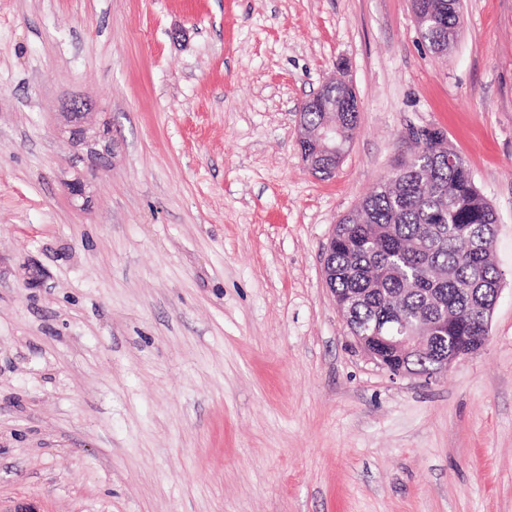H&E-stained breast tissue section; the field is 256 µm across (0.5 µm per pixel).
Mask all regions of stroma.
<instances>
[{
    "instance_id": "obj_1",
    "label": "stroma",
    "mask_w": 512,
    "mask_h": 512,
    "mask_svg": "<svg viewBox=\"0 0 512 512\" xmlns=\"http://www.w3.org/2000/svg\"><path fill=\"white\" fill-rule=\"evenodd\" d=\"M462 11L443 55L410 0H0V512H512V0ZM333 76L359 121L323 178L296 113ZM79 98L106 166L73 161ZM423 128L502 272L485 346L427 381L323 279Z\"/></svg>"
}]
</instances>
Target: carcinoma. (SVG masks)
Here are the masks:
<instances>
[{
  "mask_svg": "<svg viewBox=\"0 0 512 512\" xmlns=\"http://www.w3.org/2000/svg\"><path fill=\"white\" fill-rule=\"evenodd\" d=\"M411 6L430 48L447 50L462 23L459 0H412ZM336 116L341 132L353 137L359 112L339 88ZM442 142L440 130L430 132L397 187L376 184L360 203L359 220L339 222L328 258L330 287L351 335L376 329L397 335L396 312L415 324L448 319L433 352L409 356L408 365L420 371L432 367L431 354L466 349L483 334L491 290L501 277L493 260L496 213L466 161L458 154L444 158Z\"/></svg>",
  "mask_w": 512,
  "mask_h": 512,
  "instance_id": "carcinoma-1",
  "label": "carcinoma"
}]
</instances>
